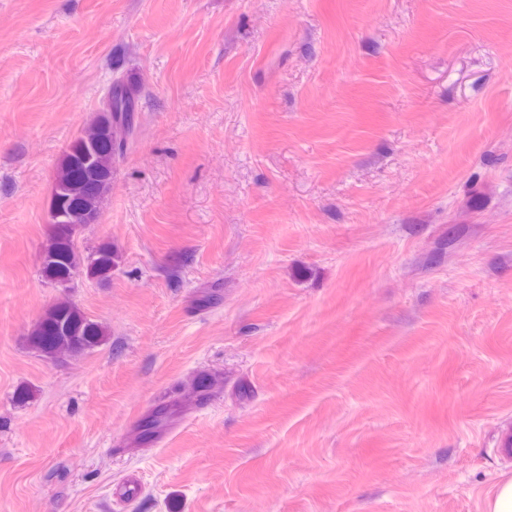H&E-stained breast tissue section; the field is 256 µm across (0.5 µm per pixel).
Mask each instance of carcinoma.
I'll list each match as a JSON object with an SVG mask.
<instances>
[{"mask_svg": "<svg viewBox=\"0 0 512 512\" xmlns=\"http://www.w3.org/2000/svg\"><path fill=\"white\" fill-rule=\"evenodd\" d=\"M139 102V91L129 81L113 77L101 111L70 146L57 169L51 208L65 214L66 220L52 224L46 247L52 260L42 263L44 278L54 284L64 286L80 274L97 282L112 276V244L102 242L83 254L77 249L75 231L83 213L101 210L112 176L138 129ZM105 340L103 327L66 299L51 305L29 336L31 347L49 359L79 356ZM171 419L165 410L154 412L138 426V439L148 441L161 435Z\"/></svg>", "mask_w": 512, "mask_h": 512, "instance_id": "cac0c4a2", "label": "carcinoma"}]
</instances>
